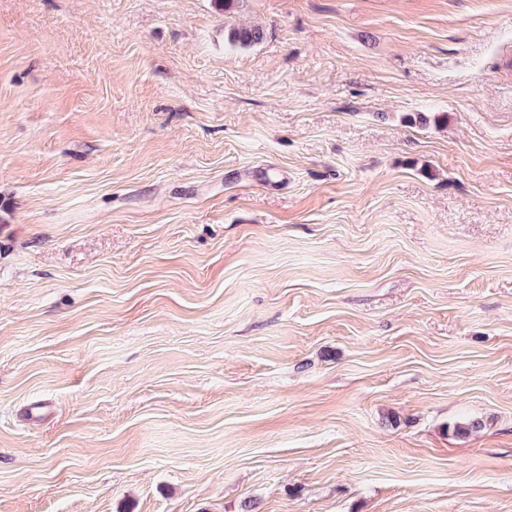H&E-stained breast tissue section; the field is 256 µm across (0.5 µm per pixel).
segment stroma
<instances>
[{
	"label": "stroma",
	"instance_id": "35a3bbf8",
	"mask_svg": "<svg viewBox=\"0 0 512 512\" xmlns=\"http://www.w3.org/2000/svg\"><path fill=\"white\" fill-rule=\"evenodd\" d=\"M233 20L0 0V512H512V0ZM265 37L264 29L255 25H237L227 29V39L235 46L248 48L260 43Z\"/></svg>",
	"mask_w": 512,
	"mask_h": 512
}]
</instances>
